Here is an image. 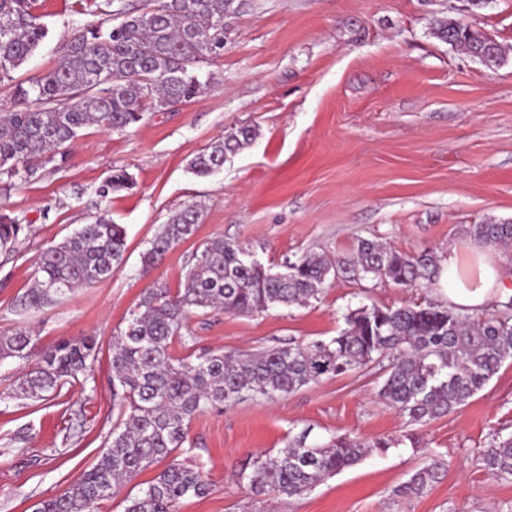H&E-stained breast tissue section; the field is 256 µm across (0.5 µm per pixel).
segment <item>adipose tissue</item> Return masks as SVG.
I'll return each instance as SVG.
<instances>
[{"instance_id":"obj_1","label":"adipose tissue","mask_w":512,"mask_h":512,"mask_svg":"<svg viewBox=\"0 0 512 512\" xmlns=\"http://www.w3.org/2000/svg\"><path fill=\"white\" fill-rule=\"evenodd\" d=\"M447 265L442 284L447 290L449 302L472 312L489 302L492 292L511 285L500 263L479 242L473 243L464 256L458 253L456 247H449Z\"/></svg>"}]
</instances>
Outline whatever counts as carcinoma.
Masks as SVG:
<instances>
[{
	"instance_id": "cac0c4a2",
	"label": "carcinoma",
	"mask_w": 512,
	"mask_h": 512,
	"mask_svg": "<svg viewBox=\"0 0 512 512\" xmlns=\"http://www.w3.org/2000/svg\"><path fill=\"white\" fill-rule=\"evenodd\" d=\"M247 0H108L95 24L74 32L62 47V61L47 73L14 81L46 38L48 29L33 13L32 0H0V82H12L13 108L0 116V176L26 182L44 163L67 159V149L89 125L124 130L138 124L145 106L172 107L194 98L202 88L196 66L224 51V17L237 15ZM434 35L465 49L488 67L498 66L502 48L485 33L452 20L436 23ZM255 137L240 127L213 141L190 163L209 176L224 158ZM135 180L124 169L98 190L105 198L130 190ZM201 210L184 206L161 226L143 259L151 265L175 245L192 239ZM24 225L0 212V253L22 243ZM469 235L492 247L512 246V221L473 224ZM126 250V230L105 214L82 225L40 253L44 274L24 304L42 306L73 288L107 280ZM184 287L147 289L130 312L126 327L112 337V401L120 422L95 464L63 495L41 502L38 512H98L117 487L143 470L166 462L133 497L124 512H177L180 500L202 497L210 484L203 464L180 460L192 419L244 397L274 400L321 379L349 373H382L377 396L408 426L423 425L455 412L481 391L502 365L512 361V299L479 313L432 300L399 306L364 304L343 316L345 327L332 339L287 343L246 356L194 349L184 357L170 352L196 310L220 309L245 315L276 306L320 300L331 278L385 280L400 288H421L438 273L436 257L423 251L400 252L360 239L348 258L306 254L284 260L280 270L265 265L252 250L215 237L187 260ZM37 340L23 330L0 336V363L35 362L15 395L45 399L65 385L85 383L92 375L97 344L84 337L63 340L36 355ZM300 432L274 454H260L234 472L254 497L299 498L326 478L360 463L376 450L385 453L406 442L425 448L417 433L361 441L348 435L322 443ZM394 490L399 497H420L444 467L436 455ZM481 470L495 480L512 481V432H489L477 452Z\"/></svg>"
}]
</instances>
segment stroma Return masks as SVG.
<instances>
[{
  "instance_id": "stroma-1",
  "label": "stroma",
  "mask_w": 512,
  "mask_h": 512,
  "mask_svg": "<svg viewBox=\"0 0 512 512\" xmlns=\"http://www.w3.org/2000/svg\"><path fill=\"white\" fill-rule=\"evenodd\" d=\"M105 0H35L49 35L16 72L55 67L73 32L97 23ZM492 36L504 60L489 68L439 40L436 20ZM208 83L175 107H149L123 131L83 130L65 163H47L0 195L26 238L0 254V335L34 330L38 349L94 337L93 375L43 400L14 397L13 361L0 363V512H36L66 492L105 450L119 411L112 405L111 341L144 288L182 287L189 256L221 237L268 266L316 253L350 256L358 239L423 250L446 259L466 252L470 225L512 220V0H248L224 21V53L200 63ZM252 142L207 177L190 161L217 136L240 127ZM133 189L98 199L113 169ZM197 205L195 237L152 266L143 254L161 224ZM107 210L126 229L124 261L112 278L76 288L38 309H21L40 279L42 248ZM447 301L440 284L406 290L381 280L327 281L319 301L248 315L197 311L189 321L200 348L252 351L283 340H329L343 314L364 304ZM377 371L323 379L270 401L247 398L195 417L190 455L210 491L177 512H505L512 482L488 478L476 456L490 431L512 428V363L469 403L419 426L446 468L422 497L394 491L421 465L420 452L371 453L292 501L257 503L231 475L247 457L311 438L397 437L406 426L377 396Z\"/></svg>"
}]
</instances>
